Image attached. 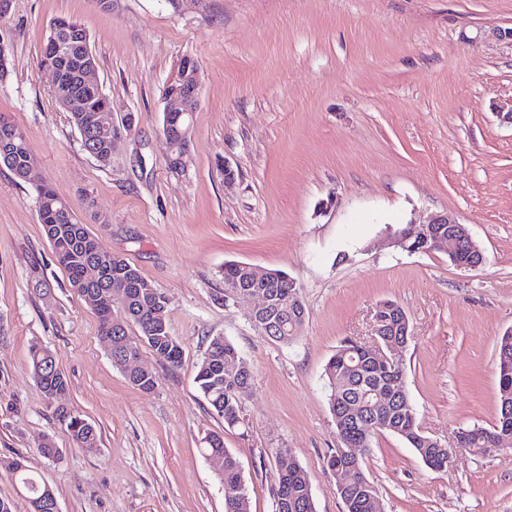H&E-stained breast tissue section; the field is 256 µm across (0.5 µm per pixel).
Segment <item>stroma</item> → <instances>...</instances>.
Segmentation results:
<instances>
[{
  "mask_svg": "<svg viewBox=\"0 0 512 512\" xmlns=\"http://www.w3.org/2000/svg\"><path fill=\"white\" fill-rule=\"evenodd\" d=\"M60 16L88 30L115 118L134 117L106 165L83 150L37 64ZM0 42V114L38 163L27 181L0 165V499L14 512H28L14 459L55 490L59 512H224L201 453L211 431L239 462L249 512H274L280 449L306 470L316 512H345L325 469L338 439L324 369L345 339L370 343L387 300L409 317L398 357L419 423L450 462L434 470L401 438H373L363 467L380 512H512V452L453 445L459 428L495 425L497 346L512 329V0H12ZM187 57L199 107L176 171L163 91ZM43 181L166 295L181 364L129 332L153 391L113 364L56 262L37 220ZM444 212L482 249L479 268L395 246L407 224ZM233 260L294 280L305 321L293 342L222 302ZM217 335L252 374L231 429L195 382ZM36 343L69 381L65 402L100 431L96 450L55 421L31 372ZM46 437L59 457L40 452Z\"/></svg>",
  "mask_w": 512,
  "mask_h": 512,
  "instance_id": "obj_1",
  "label": "stroma"
}]
</instances>
